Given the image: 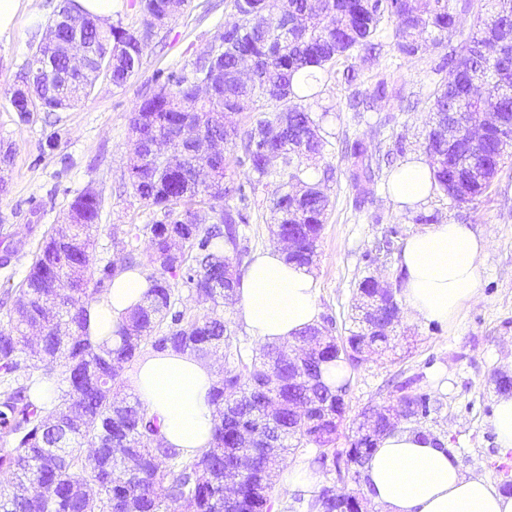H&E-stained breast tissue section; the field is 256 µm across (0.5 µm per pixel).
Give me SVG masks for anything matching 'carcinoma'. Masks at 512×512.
<instances>
[{"instance_id":"obj_1","label":"carcinoma","mask_w":512,"mask_h":512,"mask_svg":"<svg viewBox=\"0 0 512 512\" xmlns=\"http://www.w3.org/2000/svg\"><path fill=\"white\" fill-rule=\"evenodd\" d=\"M143 31L108 25L82 10L76 0H61L51 21L54 41L39 44L22 76L23 91L11 96L20 118L37 110L59 112L87 98L99 78L121 86L139 67L145 38L178 14L173 0H140ZM473 0H232L236 26L208 52L198 54L131 113L132 133L127 167L128 183L144 207L159 214L150 224L124 230L112 239L124 255L100 269L96 265V233L101 219V195L92 188L69 204L65 223L85 238L80 254L67 252L66 231L54 225L33 256L28 275L15 291L14 301L0 325V512H87L83 489L96 488L98 512H176L184 504L191 512H227L224 471L236 466L239 433L256 432L278 441L276 448H242L251 469L242 478L233 512H272V487L262 475L300 449L318 450L324 463L342 457L365 464L377 440L395 430L383 407L368 405L360 416L376 421L372 440L359 434L340 452H329L346 414L349 383L330 387L323 381L329 364L355 367L367 346L387 349L391 336H363L349 330L342 345L320 343L317 326L304 330L295 345L311 350L300 367L288 368L286 346L265 343L247 354L224 322V304L237 297L247 268L248 246L240 225L249 223V200L268 178H279L282 190L271 199L278 215L271 233L278 239L296 237L297 247L287 261L310 268L312 248L318 246L330 207L322 180L309 173L304 160L326 146L320 120L305 106L319 96L322 78L335 72L337 62L376 57L382 23L392 22L390 45L401 57L423 52L417 34L429 31L436 48H446L434 71H449L427 98L437 115L460 105L476 119L496 112L499 121L482 126L477 154L469 158L448 148V141L430 129L423 152L434 186L456 207L473 205L485 195L498 173L501 146L512 140V96L500 92L499 81L512 79V0H483L471 32L452 45L457 23L471 13ZM499 32L495 56L483 54L488 30ZM81 41L99 60L98 73L71 69L56 43ZM242 57L249 59L254 77L241 83L235 73ZM224 69V82L206 98L199 80L213 68ZM397 96L379 78L365 96L356 92L349 106L371 108L375 100ZM262 113L243 124L226 126L224 114ZM190 124L197 134L218 146L208 158L197 156L194 144L180 137ZM180 146V158L165 162L153 151L156 139ZM240 140L241 154L231 157L226 145ZM352 182L358 202L367 201L366 185L375 177L372 159L359 141L346 143ZM245 168L252 178L235 181ZM148 237L150 262L159 274L141 303L117 323L111 343L90 335L88 305L112 284V278L135 267L141 237ZM194 294H204L211 310L188 318L177 309L176 281ZM32 325L43 327L37 355L26 345ZM154 352L190 353L199 358L224 357V375L210 392L213 437L209 446L191 456L169 448L160 439L158 419L135 394L118 398L125 387V366ZM30 362L38 376L21 379ZM281 374L274 390L263 391L264 376ZM55 378L57 404L46 412L38 394L45 379ZM411 381L396 385L408 419L430 414L431 397L408 391ZM310 413L296 418L298 403ZM76 412L91 426L69 420ZM111 438L126 441L125 455L112 457ZM99 445V453L88 448ZM361 501L352 492L322 486L313 492V512H358Z\"/></svg>"}]
</instances>
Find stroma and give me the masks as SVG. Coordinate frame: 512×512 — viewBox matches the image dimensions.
I'll list each match as a JSON object with an SVG mask.
<instances>
[{
	"mask_svg": "<svg viewBox=\"0 0 512 512\" xmlns=\"http://www.w3.org/2000/svg\"><path fill=\"white\" fill-rule=\"evenodd\" d=\"M58 0H29L15 23L0 31V138L13 145L7 170L8 191L0 194V252L11 249L0 264V317L4 305L24 280L33 255L52 225L63 223L70 201L85 189L102 194L101 230L96 256L120 258L108 235L110 227L143 224L148 211L124 191L127 180L129 117L141 101L203 51L224 23L233 21L230 0H187L181 12L147 40L139 67L122 86L98 81L78 106L62 112H35L21 119L10 96L36 45L46 36ZM436 51L393 59L383 47L374 62L360 64L359 89L370 87L377 72H386L399 95L378 103L373 111L355 115L347 108L350 89L339 76L323 77L318 97L309 105L330 144L307 160L314 174L330 171L326 189L331 199L327 222L311 272L320 316L331 318L332 333L345 337L365 277L395 284L401 274L399 256L406 239L418 231L417 212L438 213L440 221L469 225L492 235L494 244L478 259L479 286L475 303L451 323L403 315L394 347L368 356L349 372L346 419L337 448H346L368 405L394 400L390 380H413L415 391L429 394L433 409L423 429L439 438L464 470L496 486L512 483V450L499 448L492 417L499 400L490 376H512V159L501 165L491 187L476 204L458 208L442 193L432 194L419 210L398 207L390 194V166H383L369 204L355 205L350 164L341 152L343 139L362 140L369 152L385 154L396 137H403L407 155L422 154L432 124L425 99L439 75L432 67ZM278 187L260 185L251 200L245 228L251 253L275 248L270 233V200ZM398 228L391 252L378 248L391 228Z\"/></svg>",
	"mask_w": 512,
	"mask_h": 512,
	"instance_id": "1",
	"label": "stroma"
}]
</instances>
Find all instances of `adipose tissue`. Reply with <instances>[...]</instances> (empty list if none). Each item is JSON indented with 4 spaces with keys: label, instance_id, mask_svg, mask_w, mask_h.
Masks as SVG:
<instances>
[{
    "label": "adipose tissue",
    "instance_id": "adipose-tissue-1",
    "mask_svg": "<svg viewBox=\"0 0 512 512\" xmlns=\"http://www.w3.org/2000/svg\"><path fill=\"white\" fill-rule=\"evenodd\" d=\"M432 192L423 157L402 162L391 177V197L400 207L424 202ZM492 244L469 225L434 224L408 237L401 253L405 273L401 294L409 313L448 322L477 297V260ZM148 289L140 271L115 276L111 288L89 304L90 333L109 338L121 315ZM240 315L252 336L263 342L292 344L318 320L314 280L289 264L283 250L258 253L238 291ZM215 375L211 365L190 354H149L133 374L137 395L157 416L166 445L187 454L209 445ZM365 491L384 512H512V496L483 478L466 474L447 449L417 432L384 434L364 467Z\"/></svg>",
    "mask_w": 512,
    "mask_h": 512
}]
</instances>
